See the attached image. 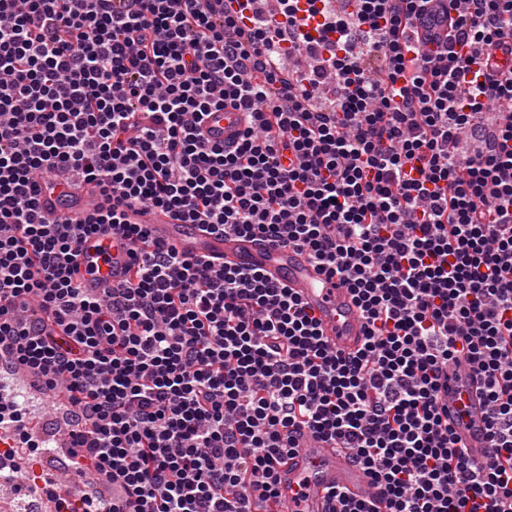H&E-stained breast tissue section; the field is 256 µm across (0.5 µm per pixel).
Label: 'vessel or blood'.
Wrapping results in <instances>:
<instances>
[{"label": "vessel or blood", "mask_w": 512, "mask_h": 512, "mask_svg": "<svg viewBox=\"0 0 512 512\" xmlns=\"http://www.w3.org/2000/svg\"><path fill=\"white\" fill-rule=\"evenodd\" d=\"M243 129L241 112L226 108L212 113L207 137L231 144ZM42 214L52 222L75 224L94 214L102 204L97 187L43 190ZM126 221L146 225L155 241L174 245L180 252L219 263L258 270L270 281L296 289L319 329L336 350L351 353L360 346L364 321L350 292L336 279L328 278L307 253L287 245H271L234 233L208 232L195 224L178 223L171 215L153 208L127 210ZM130 245L111 225H100L81 243L79 263L73 272L87 292L119 288L126 284ZM448 406V422L472 457L486 450L484 405L478 379L466 369L448 373V393L441 398ZM282 498L288 512H328V495L334 490L359 493L367 486L364 470L344 451L328 447L312 433H304L279 467Z\"/></svg>", "instance_id": "1"}]
</instances>
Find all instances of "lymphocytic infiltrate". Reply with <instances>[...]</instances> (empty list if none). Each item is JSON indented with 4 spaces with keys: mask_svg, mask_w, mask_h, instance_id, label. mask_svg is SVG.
I'll list each match as a JSON object with an SVG mask.
<instances>
[{
    "mask_svg": "<svg viewBox=\"0 0 512 512\" xmlns=\"http://www.w3.org/2000/svg\"><path fill=\"white\" fill-rule=\"evenodd\" d=\"M0 0V349L65 393L100 512H270L304 432L367 477L330 512H512V0ZM234 106V148L207 141ZM505 116L492 128L485 113ZM480 141L463 155L464 136ZM98 184L47 221L49 173ZM305 249L365 321L332 350L297 291L149 240L125 208ZM109 224L134 272L71 269ZM482 381L474 459L439 409ZM39 204L42 214L49 221L76 224L100 208L102 195L99 189L91 184L53 190L43 189Z\"/></svg>",
    "mask_w": 512,
    "mask_h": 512,
    "instance_id": "1",
    "label": "lymphocytic infiltrate"
}]
</instances>
